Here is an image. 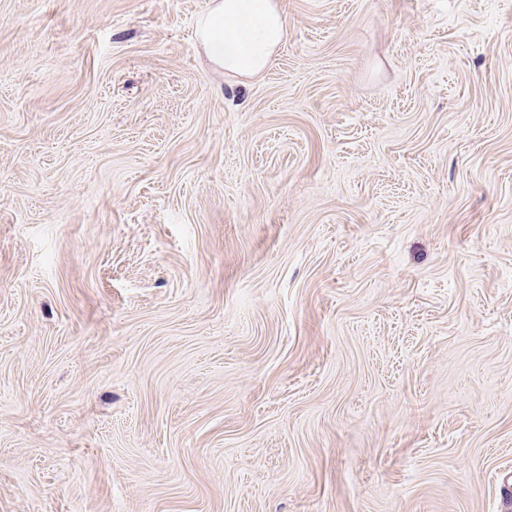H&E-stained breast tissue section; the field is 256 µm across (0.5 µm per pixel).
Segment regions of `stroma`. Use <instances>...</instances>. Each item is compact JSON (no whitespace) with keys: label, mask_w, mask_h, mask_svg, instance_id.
Segmentation results:
<instances>
[{"label":"stroma","mask_w":512,"mask_h":512,"mask_svg":"<svg viewBox=\"0 0 512 512\" xmlns=\"http://www.w3.org/2000/svg\"><path fill=\"white\" fill-rule=\"evenodd\" d=\"M0 0V512H512V0ZM196 34L213 68L249 80L268 69L287 28L277 0H214L198 18Z\"/></svg>","instance_id":"stroma-1"}]
</instances>
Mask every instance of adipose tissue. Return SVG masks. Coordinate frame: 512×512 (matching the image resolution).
I'll use <instances>...</instances> for the list:
<instances>
[{
    "instance_id": "1",
    "label": "adipose tissue",
    "mask_w": 512,
    "mask_h": 512,
    "mask_svg": "<svg viewBox=\"0 0 512 512\" xmlns=\"http://www.w3.org/2000/svg\"><path fill=\"white\" fill-rule=\"evenodd\" d=\"M196 34L213 68L249 80L268 69L287 28L277 0H214L198 18Z\"/></svg>"
}]
</instances>
